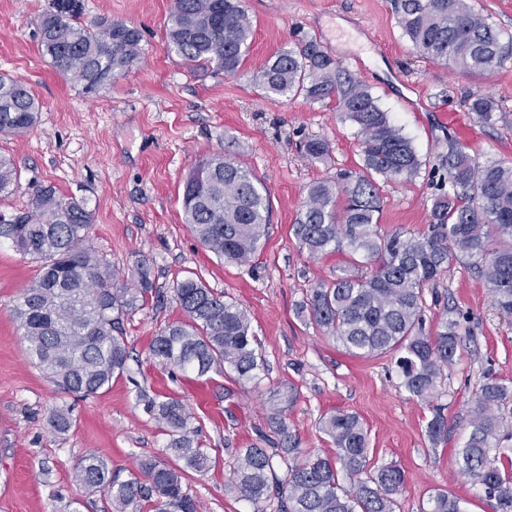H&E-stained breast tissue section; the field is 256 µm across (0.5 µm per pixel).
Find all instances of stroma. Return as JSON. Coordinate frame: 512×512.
<instances>
[{
    "instance_id": "stroma-1",
    "label": "stroma",
    "mask_w": 512,
    "mask_h": 512,
    "mask_svg": "<svg viewBox=\"0 0 512 512\" xmlns=\"http://www.w3.org/2000/svg\"><path fill=\"white\" fill-rule=\"evenodd\" d=\"M50 3L0 0V74L26 83L42 105L31 132L0 136V154L11 156L20 173L17 190L0 198V213L27 211L42 186L85 200L97 254L123 276L146 261L157 294L124 322L130 358L123 374L87 398L62 393L31 363L10 315L38 265L10 241L0 242V512H102L103 496L87 494L74 467L93 454L124 479L139 460L166 458L168 437L146 412L147 395L178 396L194 417L212 462L206 474H190L185 488L202 512H254L225 485L237 449L262 447L271 438L269 397L291 385L298 399L286 422L304 450L330 451L318 429L324 413L341 408L360 415L371 468L395 463L405 471L396 512H423L437 489L465 499L468 512H494L481 487L462 474L455 450L468 437L483 377L512 385V320L497 314L485 282L464 263H451L426 287L427 325L444 313L466 317L438 398L448 439L432 444L431 411L401 386L393 354L351 356L298 313L310 288L335 278L343 257H311L292 226L311 183L361 169L356 128L332 107L263 94L253 76L283 47L313 40L368 87L423 162L412 179L381 182L380 231L418 234L427 231L434 201L448 189L442 159L449 142L479 162L512 163V59L486 75L423 59L399 27L391 0H244L252 41L240 71L199 74L165 49L169 0H82L85 20L123 21L143 35L138 64L108 89L86 95L38 48L35 21ZM473 93L495 102L493 123L468 110ZM314 136L330 142V161L303 157V142ZM217 153L252 171L270 195L269 232L247 266L217 258L183 220L185 179L199 159ZM187 276L247 310L265 360L261 380L242 387L220 369L197 380L154 361L153 337L185 319L173 286ZM60 408L74 422L64 435L50 425Z\"/></svg>"
}]
</instances>
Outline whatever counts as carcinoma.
Segmentation results:
<instances>
[{"label": "carcinoma", "instance_id": "1", "mask_svg": "<svg viewBox=\"0 0 512 512\" xmlns=\"http://www.w3.org/2000/svg\"><path fill=\"white\" fill-rule=\"evenodd\" d=\"M398 23L416 51L451 63L467 73H492L512 57L488 18L469 0H393ZM80 0H52L36 19L42 56L70 75L85 94H97L141 59L142 35L122 21L81 20ZM167 50L194 70L237 73L248 54L252 29L243 0H171L165 25ZM268 95L330 100L357 128L363 171H344L319 180L293 232L312 256L340 253L345 266L336 279L319 282L302 301L304 321L327 332L355 357L396 353L401 386L432 403L439 396L445 370L460 344V321L442 315L425 327L424 290L454 260L466 261L489 288L497 313L512 319V165L481 164L451 142L448 194L437 198L432 222L420 236L382 235L378 230L381 196L375 177L408 180L422 161L412 141L391 124L369 89L342 70L314 41L283 48L254 76ZM468 110L488 123L496 106L483 94L472 95ZM41 105L22 81L0 74V135L21 136L36 125ZM330 143L311 137L303 155L312 161L330 157ZM13 159L0 155V196L18 187ZM251 171L221 154L198 161L182 189L185 223L201 244L228 262L250 264L262 249L270 223V197ZM93 213L83 201L64 197L52 187L37 189L27 212L12 220L0 217V239L39 262L36 279L10 309L27 342V354L62 391L92 396L122 374L129 358L124 319L146 305L154 282L147 265H136L133 283L120 281L89 245ZM372 264L370 272L363 267ZM175 298L188 318L159 331L151 352L159 364L190 370L201 378L213 368L230 371L240 384L264 371L258 339L247 311L224 299L202 281L185 277L174 285ZM272 447L241 448L227 491L263 512L278 499V512H395L405 488L396 465L368 471L369 435L361 417L337 410L319 418L331 454H304L286 424V411L297 401L289 387L271 397ZM512 404V387L484 376L471 410L470 433L458 457L462 471L495 512H512V458L501 443L502 407ZM149 415L169 436L167 450L183 463L173 467L147 459L125 480L112 476L108 464L93 455L75 465L74 479L85 490L106 495L108 512H198L197 501L183 488L184 476L209 469L192 413L174 396L150 399ZM427 433L436 444L448 440V421L432 407ZM52 429L65 434L69 415L57 410ZM284 470V476L278 471ZM357 479L351 490L339 473ZM427 512H467L465 501L446 491L429 495Z\"/></svg>", "mask_w": 512, "mask_h": 512}]
</instances>
